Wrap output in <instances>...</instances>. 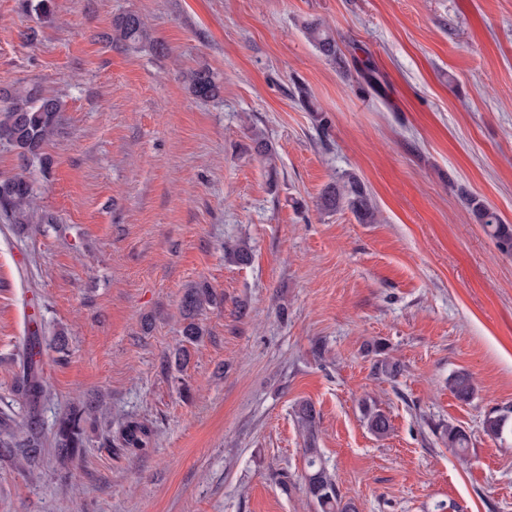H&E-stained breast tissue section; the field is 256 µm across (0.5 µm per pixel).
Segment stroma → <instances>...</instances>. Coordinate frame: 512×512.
I'll use <instances>...</instances> for the list:
<instances>
[{
  "label": "stroma",
  "mask_w": 512,
  "mask_h": 512,
  "mask_svg": "<svg viewBox=\"0 0 512 512\" xmlns=\"http://www.w3.org/2000/svg\"><path fill=\"white\" fill-rule=\"evenodd\" d=\"M38 2L0 0V88L63 101L46 165L0 146V177L25 174L55 218L21 234L0 222V410L25 412L30 328L68 333V354L41 355L45 439L69 410H99L74 463L49 445L31 473L0 461V512H317L302 400L355 512H512V437L482 428L512 406V256L467 203L512 224V0ZM127 11L166 54L106 41ZM311 18L351 78L308 41ZM202 65L221 99L192 93ZM254 126L274 166L250 152ZM345 172L377 223L319 209ZM242 240L247 265L229 253ZM195 283L224 301L188 365L169 367ZM381 356L397 377L376 372ZM461 370L467 401L448 389ZM130 420L147 448L121 447ZM448 389L463 401L472 398L476 391L471 375L465 371H457L448 377ZM363 415L367 427L372 434L377 437H385L390 433L392 429L390 419L382 411L366 407Z\"/></svg>",
  "instance_id": "1"
}]
</instances>
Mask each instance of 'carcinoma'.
<instances>
[{
  "label": "carcinoma",
  "instance_id": "carcinoma-1",
  "mask_svg": "<svg viewBox=\"0 0 512 512\" xmlns=\"http://www.w3.org/2000/svg\"><path fill=\"white\" fill-rule=\"evenodd\" d=\"M304 31L315 49L344 76L351 75L348 59L340 51L335 34L319 20L304 23ZM112 40L129 48L137 49L148 41L145 22L141 15L127 11L113 20ZM193 93L201 99H217L223 91L214 73L207 67H200L190 74ZM0 100V144L17 151L26 163H47L45 148L56 134L60 125L61 101L32 85L20 91L1 92ZM250 150L261 157L270 168H275L276 149L264 131L255 127L250 130ZM468 204L476 223L495 240L498 249L512 255V224L503 222L500 215L482 201L470 197ZM319 207L327 213L344 207L350 209L362 224L377 221L376 208L361 180L353 173L346 172L328 183L319 195ZM0 212L15 227L22 229L29 224H51L53 218L38 211L33 188L23 175L0 179ZM216 303L213 291L201 284L185 289L182 300L181 330L182 344L174 354L179 363L187 357V346L199 342L206 335L200 316L207 307ZM42 338L29 337L20 364L19 384L26 400V417L18 421L7 412L0 414V460H18L34 463L42 454L43 434L40 430L41 404L46 398V384L38 355L41 354ZM57 352L66 353L65 332L56 333L49 343ZM448 389L458 399L467 401L473 397L476 387L471 375L457 371L448 377ZM295 416L307 439L305 481L307 491L318 504L321 512H353V506L342 501L333 476L326 468L320 449L316 448V411L308 401L295 406ZM369 431L377 437L387 436L392 425L382 411L367 407L364 410ZM83 413L73 412L62 417L55 433V450L63 462H72L84 452ZM486 435L505 440L512 434V407L484 419ZM127 448H145L150 440L149 428L140 422H128L120 432ZM448 447L465 450L469 445L467 434L455 427L445 429Z\"/></svg>",
  "mask_w": 512,
  "mask_h": 512
}]
</instances>
